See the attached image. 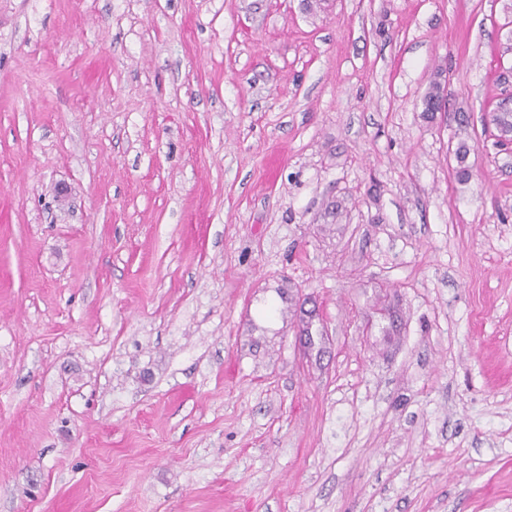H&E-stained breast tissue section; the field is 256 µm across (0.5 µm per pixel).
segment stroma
<instances>
[{"label":"stroma","instance_id":"obj_1","mask_svg":"<svg viewBox=\"0 0 512 512\" xmlns=\"http://www.w3.org/2000/svg\"><path fill=\"white\" fill-rule=\"evenodd\" d=\"M508 96L512 0H0V512H512Z\"/></svg>","mask_w":512,"mask_h":512}]
</instances>
